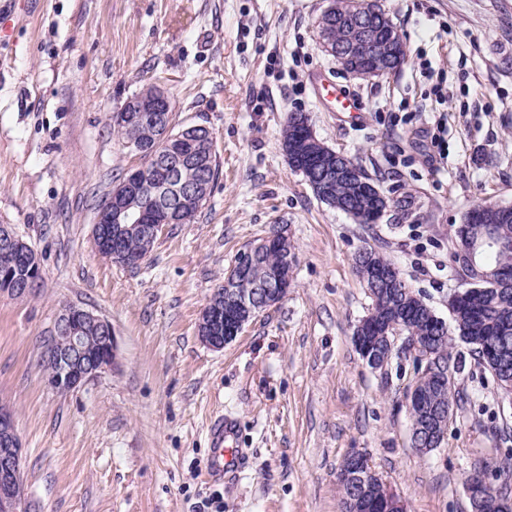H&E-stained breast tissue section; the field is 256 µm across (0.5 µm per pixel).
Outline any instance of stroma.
Returning a JSON list of instances; mask_svg holds the SVG:
<instances>
[{"label": "stroma", "mask_w": 512, "mask_h": 512, "mask_svg": "<svg viewBox=\"0 0 512 512\" xmlns=\"http://www.w3.org/2000/svg\"><path fill=\"white\" fill-rule=\"evenodd\" d=\"M380 2L407 57L361 79L321 47L329 0H0V224L42 262L34 295H0V404L15 414L28 512H341L354 451L408 512H472L465 479L512 449V403L455 342L465 400L441 448L420 455L406 406L415 361L374 370L355 350L371 300L353 258L380 251L449 319L463 287L451 225L481 200L512 206V0ZM317 76L357 96L359 118L326 111ZM149 84L173 99L175 128L212 131L220 175L195 219L167 225L130 268L95 252L92 227L115 181L144 164L112 114ZM294 112L393 200L377 223L321 202L290 169L281 132ZM437 112L448 159L435 168ZM276 224L296 256L287 296L209 348L202 309ZM69 303L111 321L118 357L61 393L40 356ZM221 414L237 421L244 461L230 483L205 469Z\"/></svg>", "instance_id": "1"}]
</instances>
